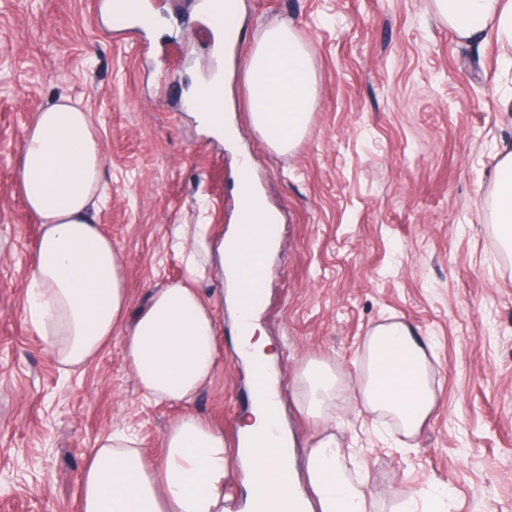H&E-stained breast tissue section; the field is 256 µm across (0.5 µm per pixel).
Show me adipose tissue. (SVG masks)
I'll list each match as a JSON object with an SVG mask.
<instances>
[{"mask_svg": "<svg viewBox=\"0 0 512 512\" xmlns=\"http://www.w3.org/2000/svg\"><path fill=\"white\" fill-rule=\"evenodd\" d=\"M436 2L461 40L491 34L512 45V0ZM243 81L253 126L275 150H296L318 100L306 43L291 28L265 29L248 53ZM496 158L488 208L499 244L511 253L512 146L502 145ZM103 165L88 112L69 98L38 112L24 133L17 185L40 227L27 278L26 320L67 373L84 368L114 334H122L124 356L144 400L180 405L185 412L166 429L162 454L154 459L143 454L132 430L100 439L79 477L78 512H224V433L188 410L221 358L214 306L202 285L212 268L220 269L232 285L239 355L260 366L271 362L274 350L238 286L240 271L261 258L267 224L262 213L250 211L245 229L220 238L206 224L171 225L169 239L183 278L134 306L125 285L126 257L91 215ZM428 350L410 326L392 319L369 332L359 364L355 387L363 403L407 438L436 407ZM292 385L301 412L316 422L328 418L345 389L335 371L317 361L301 366ZM239 432L258 439L245 512H289L297 495L314 497L320 512H373L363 465L344 461L335 434L316 438L300 472L280 462L285 433L270 407L244 412Z\"/></svg>", "mask_w": 512, "mask_h": 512, "instance_id": "ef3b65f1", "label": "adipose tissue"}]
</instances>
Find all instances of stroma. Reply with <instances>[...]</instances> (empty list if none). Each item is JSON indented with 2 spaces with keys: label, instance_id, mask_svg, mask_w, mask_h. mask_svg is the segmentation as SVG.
I'll use <instances>...</instances> for the list:
<instances>
[{
  "label": "stroma",
  "instance_id": "obj_1",
  "mask_svg": "<svg viewBox=\"0 0 512 512\" xmlns=\"http://www.w3.org/2000/svg\"><path fill=\"white\" fill-rule=\"evenodd\" d=\"M107 3L0 0V512H77L99 438L131 427L157 456L185 410L142 399L122 336L68 374L24 321L39 224L16 173L26 128L61 96L93 115L105 155L94 216L127 257L135 305L180 276L170 225L226 233L247 154L282 217L260 323L297 442L318 430L297 408V368L322 361L354 383L368 332L397 318L432 347L428 423L399 449L355 399L326 422L363 456L375 512L432 486L451 512H512V258L485 207L497 149L512 141V50L492 35L460 40L433 0H243L239 53L266 27H292L312 51L319 103L300 148L279 154L235 79L233 151L185 104L191 82L224 66L198 0H145L129 26ZM217 318L224 361L188 410L229 441L249 377L232 311Z\"/></svg>",
  "mask_w": 512,
  "mask_h": 512
}]
</instances>
